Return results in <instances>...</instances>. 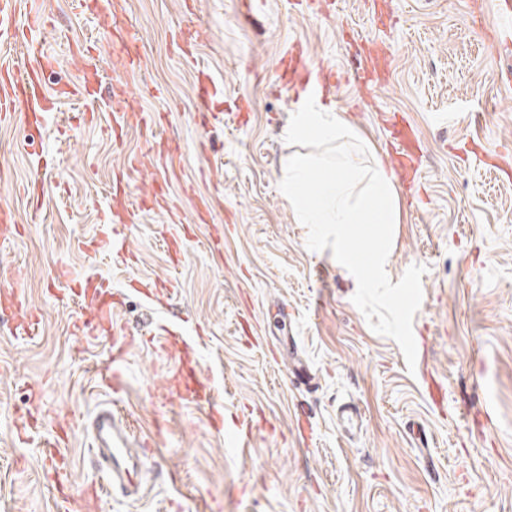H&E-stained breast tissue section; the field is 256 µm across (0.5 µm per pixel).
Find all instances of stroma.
Masks as SVG:
<instances>
[{"label":"stroma","mask_w":512,"mask_h":512,"mask_svg":"<svg viewBox=\"0 0 512 512\" xmlns=\"http://www.w3.org/2000/svg\"><path fill=\"white\" fill-rule=\"evenodd\" d=\"M55 0L40 42L57 65L47 87L74 84L71 53L99 50V105L61 100L42 123L0 125V204L20 227L0 242V272L22 269L23 289L41 319L37 336L16 334L0 309V512H84L81 489L105 473L88 451L84 427L102 407L129 417V440H150L158 411L168 430L154 443L137 494L104 493L97 512H512V179L470 157L473 144L512 150V93L497 84L512 53L491 36L492 0H391V16L373 17L365 0H267L242 15L238 0ZM120 17L138 35L142 67L128 72L112 41ZM201 30L193 58L172 36ZM384 41L391 53L385 86L341 83L326 105L384 156L380 114H404L425 145L415 198L400 195L386 261L391 281L426 266L413 334L423 354L408 369L395 340L372 330L354 305L353 275L331 250L307 247L279 189L297 146L285 135L297 106L280 91L275 66L298 44L312 65L350 72L364 48ZM217 89L210 106L196 96L198 68ZM164 115L178 152L164 189L179 223L139 213L124 234L131 257L112 252L108 192L126 158L139 157L133 198L157 175L151 133L125 126L112 141L113 113L129 108ZM223 122L202 125L203 110ZM209 199L210 221H194L182 188ZM43 204L27 207L28 196ZM106 280L115 319L141 342L129 349L125 385L103 387L112 338L79 335L74 284ZM174 321L195 345L198 379L213 386L225 418L253 426L239 444L209 424L207 403L165 397L176 361L144 344L156 324ZM289 339L290 350L280 342ZM315 380L293 387L289 351ZM362 420L345 433L341 405ZM69 413L74 431L60 446L73 473L55 493L42 466L53 425L19 438L26 411Z\"/></svg>","instance_id":"1"}]
</instances>
